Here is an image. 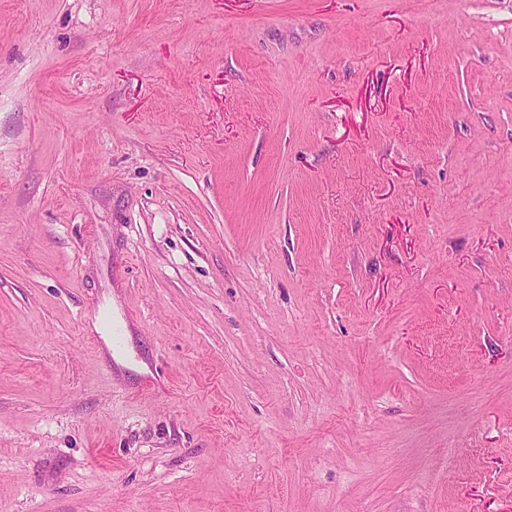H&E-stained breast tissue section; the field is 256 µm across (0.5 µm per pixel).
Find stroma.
<instances>
[{"mask_svg":"<svg viewBox=\"0 0 512 512\" xmlns=\"http://www.w3.org/2000/svg\"><path fill=\"white\" fill-rule=\"evenodd\" d=\"M0 512H512V0H0Z\"/></svg>","mask_w":512,"mask_h":512,"instance_id":"stroma-1","label":"stroma"}]
</instances>
